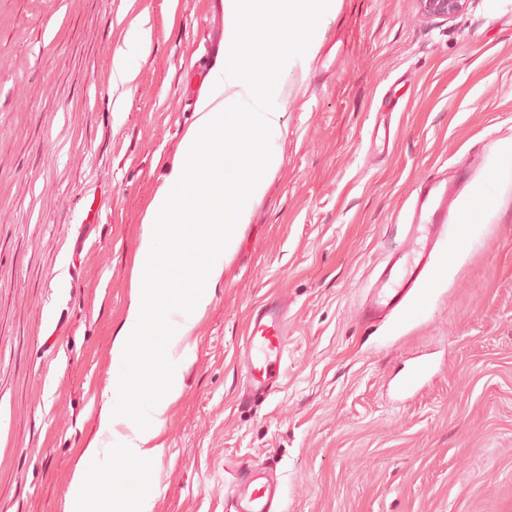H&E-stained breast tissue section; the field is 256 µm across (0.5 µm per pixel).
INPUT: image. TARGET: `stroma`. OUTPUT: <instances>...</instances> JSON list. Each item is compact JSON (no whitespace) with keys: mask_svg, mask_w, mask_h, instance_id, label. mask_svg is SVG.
Segmentation results:
<instances>
[{"mask_svg":"<svg viewBox=\"0 0 512 512\" xmlns=\"http://www.w3.org/2000/svg\"><path fill=\"white\" fill-rule=\"evenodd\" d=\"M225 24L223 0H0V512H64L143 217L224 67ZM137 30L136 78L113 85ZM318 41L284 77L280 164L191 339L150 512H224L244 460L275 468L285 512H512V202L448 234L413 318L360 320L422 176L465 168L501 192L485 167L512 141V0L448 20L335 0ZM277 298L286 374L245 405L249 315Z\"/></svg>","mask_w":512,"mask_h":512,"instance_id":"stroma-1","label":"stroma"}]
</instances>
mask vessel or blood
<instances>
[{"label": "vessel or blood", "instance_id": "obj_1", "mask_svg": "<svg viewBox=\"0 0 512 512\" xmlns=\"http://www.w3.org/2000/svg\"><path fill=\"white\" fill-rule=\"evenodd\" d=\"M468 170L455 181L431 175L421 180L399 245L373 283L364 301L361 319L374 324L390 316H411L414 298L432 268L437 246L449 219L455 218V203L467 182ZM288 310L283 301H266L252 311L243 341V388L246 397L268 398L275 393L285 372L288 354ZM283 489L277 477L252 465L235 474L224 512H284Z\"/></svg>", "mask_w": 512, "mask_h": 512}]
</instances>
